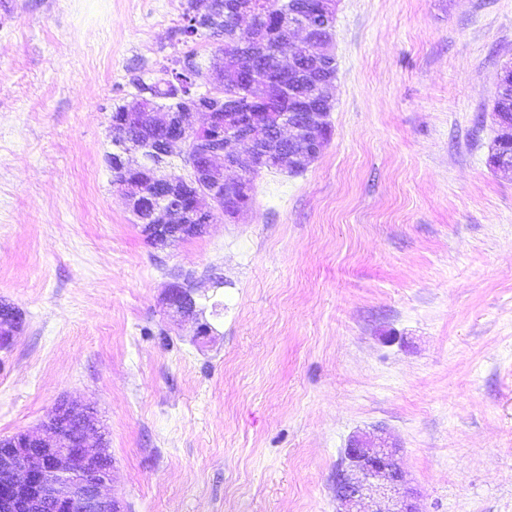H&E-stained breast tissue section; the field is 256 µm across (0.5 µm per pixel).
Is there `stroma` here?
Returning <instances> with one entry per match:
<instances>
[{"mask_svg": "<svg viewBox=\"0 0 512 512\" xmlns=\"http://www.w3.org/2000/svg\"><path fill=\"white\" fill-rule=\"evenodd\" d=\"M186 0H0V438L97 413L129 512H336L386 437L424 512H512V178L488 158L512 0H338L332 136L157 249L113 109L214 39ZM197 309L172 316L175 273ZM211 328L200 338V324Z\"/></svg>", "mask_w": 512, "mask_h": 512, "instance_id": "1", "label": "stroma"}]
</instances>
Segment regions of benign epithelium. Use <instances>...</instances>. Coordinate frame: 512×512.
<instances>
[{"mask_svg":"<svg viewBox=\"0 0 512 512\" xmlns=\"http://www.w3.org/2000/svg\"><path fill=\"white\" fill-rule=\"evenodd\" d=\"M334 0H320L318 12L303 22L293 23L298 51L288 56V68L279 74L296 73L298 83L328 96L332 84L323 70L332 57L330 26ZM217 78L204 94L170 87L176 110L157 108L146 112V89L135 99L136 109L127 114L135 123L147 115L152 120L149 139L163 134L151 148L142 142L126 141L128 150L143 152L145 163L131 165V173L117 185L134 213H162L171 234L185 236L211 222L216 213L230 217L243 212L238 191L246 175L266 163L267 156L249 150L264 139L268 125L275 122L279 138L309 148L319 141L318 113L309 108L310 99L301 96L294 108L270 118L268 112H241L234 124L224 122L225 112L235 109L224 99V69L212 67ZM204 113L206 122L197 127L191 117ZM183 154L187 173L164 172L151 155L163 158ZM233 167L235 179L224 176ZM167 308L179 316L195 314L193 289L174 282L166 291ZM20 326L11 316L0 317V348L12 346ZM90 408L75 401L55 405L54 411L36 433L21 432L11 453L0 457V512H127L123 502L105 493L112 474L101 469L102 444L89 439L96 426L88 423ZM66 419L80 424L83 435L76 448L63 445L55 422ZM399 449L382 437L376 443L354 439L345 448L346 465L336 474V498L342 512H423L417 493L408 486L397 462Z\"/></svg>","mask_w":512,"mask_h":512,"instance_id":"1","label":"benign epithelium"}]
</instances>
